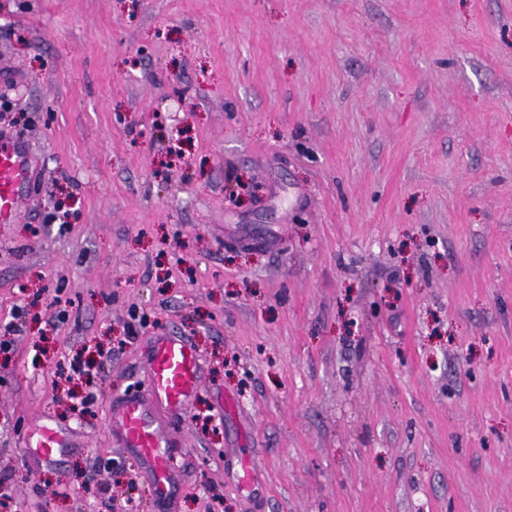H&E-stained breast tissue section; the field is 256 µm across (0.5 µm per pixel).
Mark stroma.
<instances>
[{
  "label": "stroma",
  "mask_w": 512,
  "mask_h": 512,
  "mask_svg": "<svg viewBox=\"0 0 512 512\" xmlns=\"http://www.w3.org/2000/svg\"><path fill=\"white\" fill-rule=\"evenodd\" d=\"M0 95L5 512H512V0H0ZM163 332L165 508L112 440ZM28 158L24 150L5 140L0 141V223L16 217L22 184L29 177ZM62 429L58 426H45L36 435L35 448L47 457L55 455L60 448H63L61 439Z\"/></svg>",
  "instance_id": "35a3bbf8"
}]
</instances>
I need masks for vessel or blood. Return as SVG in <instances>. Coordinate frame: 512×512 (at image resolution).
Returning a JSON list of instances; mask_svg holds the SVG:
<instances>
[{"mask_svg": "<svg viewBox=\"0 0 512 512\" xmlns=\"http://www.w3.org/2000/svg\"><path fill=\"white\" fill-rule=\"evenodd\" d=\"M29 176L24 150L0 141V223L16 217L21 187ZM149 368L145 388L131 390L117 399L112 433L137 465L148 471L155 501L165 502L171 492L174 466L167 452L169 420L184 413L200 388L199 357L183 338L155 337L147 354ZM35 446L47 457L62 446L61 430L43 427Z\"/></svg>", "mask_w": 512, "mask_h": 512, "instance_id": "obj_1", "label": "vessel or blood"}]
</instances>
